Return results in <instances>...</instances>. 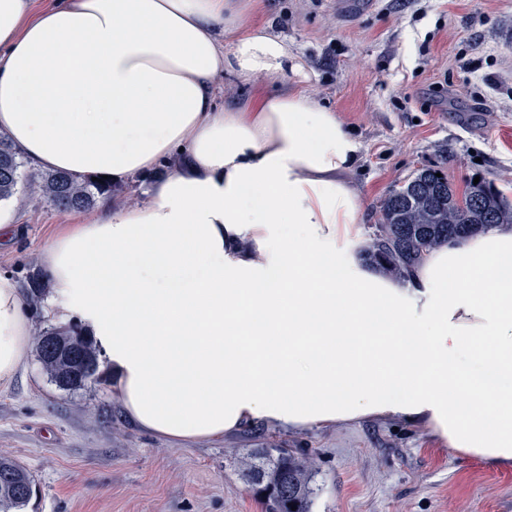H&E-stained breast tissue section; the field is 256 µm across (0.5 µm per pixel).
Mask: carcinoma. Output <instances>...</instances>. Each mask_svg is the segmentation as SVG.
<instances>
[{
	"mask_svg": "<svg viewBox=\"0 0 512 512\" xmlns=\"http://www.w3.org/2000/svg\"><path fill=\"white\" fill-rule=\"evenodd\" d=\"M21 162L9 138L0 134V201L12 199ZM426 168L382 201L380 222L371 226L363 260L396 281L404 280L423 256L444 244L461 242L498 224H512V206L485 182L469 184L459 195L446 175ZM46 201L60 212L80 211L116 192L112 183L63 171L32 175ZM51 340L55 351L42 344ZM38 358L62 390H77L94 378L99 353L77 325L51 329L36 337ZM312 458L289 448H255L241 473L266 512H311ZM34 492V479L18 461L0 457V512H21ZM296 510H291V506Z\"/></svg>",
	"mask_w": 512,
	"mask_h": 512,
	"instance_id": "obj_1",
	"label": "carcinoma"
}]
</instances>
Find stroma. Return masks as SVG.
<instances>
[{"mask_svg":"<svg viewBox=\"0 0 512 512\" xmlns=\"http://www.w3.org/2000/svg\"><path fill=\"white\" fill-rule=\"evenodd\" d=\"M253 20L285 39L310 74L309 96L362 144L353 179L363 224L381 201L432 168L456 191L479 179L512 202V0H380L351 18L343 0H262ZM259 78L215 80L224 109L273 90ZM0 202L15 224L0 272L18 284L67 224L31 179ZM315 462L311 512H512V469L461 456L430 431L363 418L294 431L261 424L214 443L175 446L132 426L109 381L60 390L31 361L0 389V456L25 466L36 492L23 512H265L239 475L252 449L272 444Z\"/></svg>","mask_w":512,"mask_h":512,"instance_id":"stroma-1","label":"stroma"}]
</instances>
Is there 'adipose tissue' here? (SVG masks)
Masks as SVG:
<instances>
[{
  "mask_svg": "<svg viewBox=\"0 0 512 512\" xmlns=\"http://www.w3.org/2000/svg\"><path fill=\"white\" fill-rule=\"evenodd\" d=\"M256 7L0 0V133L35 169L143 186L44 248L47 304L170 443L371 416L512 468V225L430 251L403 284L362 264V145ZM225 72L296 85L219 111ZM34 347L0 273V387Z\"/></svg>",
  "mask_w": 512,
  "mask_h": 512,
  "instance_id": "1",
  "label": "adipose tissue"
}]
</instances>
